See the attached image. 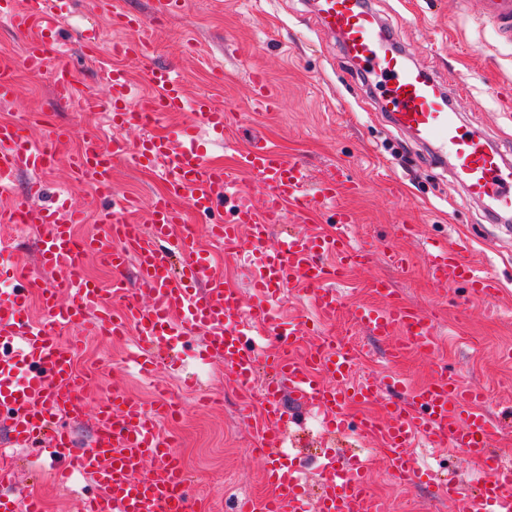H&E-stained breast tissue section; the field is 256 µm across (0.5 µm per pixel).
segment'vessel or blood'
Listing matches in <instances>:
<instances>
[{"mask_svg": "<svg viewBox=\"0 0 512 512\" xmlns=\"http://www.w3.org/2000/svg\"><path fill=\"white\" fill-rule=\"evenodd\" d=\"M482 12L498 36L512 43V0H481ZM113 28L125 39L113 42L117 62L107 71L102 107L114 130L109 145L85 136L83 147L71 155L75 178L98 194L114 192L112 168L126 162L148 170L164 185L162 194L146 206L145 224H137L115 210H104L102 234L76 239L74 224L83 213L68 198H47L42 182L15 190L25 171L48 172L59 160L58 149L69 140V128L47 126L41 139H32L22 124L0 122V195L12 198L0 222L40 228L37 271L8 264L14 244L0 247V421L6 422L14 445L42 443L59 466L60 476L78 472L97 492L86 499L82 512H193V478L182 466L172 436L161 425L178 413L171 399L152 408L113 391L96 405L95 430L88 448L74 451L66 428L68 420L85 410L79 376L74 367L75 341L63 332L89 327L115 336L135 335V358L141 371L152 372L161 350L185 334L203 336L206 352L224 363L241 385L254 381L259 359L247 345L254 321H262L274 335L281 355L268 356L271 379L262 391L263 422L259 455L266 463L265 479L272 493L260 501H238L234 512H306L304 489L294 460L284 449L279 429L284 420V397L317 408L335 428H344L349 402L363 405L386 399L388 421L359 418L360 434L383 447L388 472L402 483L419 481L410 449L417 438L432 446L453 448L480 465L484 480L480 492L462 493L456 483H436L439 499L453 512H512V467L502 466L492 450L497 429L486 412L487 393L464 385L452 372L440 371L429 383L411 388L399 378L387 384L355 378L354 359L345 341H333L295 358L301 325L281 321L273 309L279 294L300 284L321 314L336 313L342 301L337 283L364 264L370 251L352 239L353 212L339 206L342 195L355 193L356 183L328 174L310 188L311 174L300 160L280 147L256 140L238 151V169L258 176L264 184L261 202L236 187L223 164L214 162L205 141L196 132L205 127L223 139L233 125L231 108L207 94H189L175 67L146 72L150 93H137L120 59L143 57L147 44L141 34L147 24L125 10L121 0H98ZM70 0H0V23L26 33L22 66L33 76L47 78L57 98L69 100L80 91L59 41V28L69 14ZM318 24L337 35L347 56L359 68H370L384 85L382 107L394 125L435 148L437 162H452L467 195L512 210V162L486 138L465 132L448 97L425 68L394 46L392 31L383 26L366 0H313ZM105 34L96 27L81 29L79 43L86 56L98 57ZM11 63L0 62V101L18 100L19 87ZM253 112H272L279 100L259 70L249 73ZM174 112L192 113L193 125L169 132L146 133ZM232 200L233 216L209 227V238L225 256L246 260L258 299L244 304L238 289L214 274L195 233L185 232L188 214L206 215L224 200ZM336 210L331 231H308L271 240L274 225L285 218L309 223L325 208ZM93 253L109 264L112 286L105 289L82 275L81 255ZM426 266L438 283L450 287L467 283L473 295L493 299L499 280L475 262L467 245H432ZM54 274L51 285H39L37 272ZM38 285L45 315L43 322L25 315L27 288ZM379 302L350 308L354 323L376 337H393L389 353L396 359L409 350L435 346L431 314L408 305L383 279L372 283ZM70 293L61 303L60 293ZM156 462L151 477H141L146 462ZM316 496V512H377L361 468L347 467L329 458ZM0 512H43L37 497L16 489L12 466L0 463Z\"/></svg>", "mask_w": 512, "mask_h": 512, "instance_id": "obj_1", "label": "vessel or blood"}]
</instances>
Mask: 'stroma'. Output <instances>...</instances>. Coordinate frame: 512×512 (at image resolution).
<instances>
[{
    "label": "stroma",
    "instance_id": "1",
    "mask_svg": "<svg viewBox=\"0 0 512 512\" xmlns=\"http://www.w3.org/2000/svg\"><path fill=\"white\" fill-rule=\"evenodd\" d=\"M370 4L403 51L418 59L444 88L464 129L483 133L512 160V45L500 42L480 19L479 0H370ZM92 24L103 28L106 41L117 39L93 0H75L63 40L81 95L58 100L46 79L20 67L15 79L22 97L0 102V121L25 118L27 131L35 138L49 124L71 128L73 136L63 149L67 155L81 148L84 133L94 134L104 144L111 140L113 131L100 107V67L84 55L75 38L77 29ZM148 38L149 61L125 62L142 94L149 90L145 79L149 65H172L179 68L189 92H206L220 104L241 109L253 94L249 71L263 69L281 100L280 109L250 114L234 125L224 142L211 145L212 160L222 163L240 186L256 196L264 191L260 180L235 167L237 152L252 139H267L297 157L317 180L336 165H345L359 190L340 202L356 215L354 241L373 247L369 262L352 270L338 286L345 306L374 302L370 283L382 277L408 304L436 317L435 349L428 354L410 351L392 362L386 341L367 334L347 315L320 316L294 286L284 290L279 305L284 315L308 320L300 348L315 346L328 332L339 331L361 353L358 376H397L417 387L431 380L440 367L454 368L463 382L485 387L493 419L511 420L512 361L504 360L502 353L512 350V233L496 224L482 203L468 200L462 185L433 162L430 151L392 125L378 107L379 90L348 60L338 38L321 31L310 18L308 0H187L179 14L149 26ZM38 178L63 188L83 210L78 233L103 232L96 221L101 200L90 186L74 178L66 163L39 176L22 173L19 183L24 186ZM112 179L119 204L128 197L148 202L162 189L152 173L123 162L114 167ZM403 222L414 225L412 235L397 234L396 227ZM196 225L216 271L240 290L244 302H253L248 267L225 257L210 242L206 219H197ZM461 238L470 242L481 266L501 282L495 304L474 297L467 286L447 289L429 276L424 266L429 243L451 244ZM392 248L412 257L410 272L390 265L386 253ZM136 345L132 335L118 341L104 336L79 339L77 371L92 364L99 367L82 389L88 405L115 388L147 406L161 396L177 402L181 416L164 423L162 430L175 437L187 470L199 481L195 512H231L237 500L269 495L263 479L265 464L255 451L261 421L255 398L266 371H259L249 389H240L222 362L202 353V336L194 333L180 339L175 365H161L147 379L128 365ZM203 392L221 396V404L198 406ZM292 414L282 430L289 452L304 465L308 493L317 492L321 464L330 453L344 460L368 461L371 495L384 512H449L427 482L403 487L393 481L375 451V439L352 430H332L312 407L293 408ZM412 453L419 470L475 489L480 472L463 453L419 441ZM13 454L20 466L19 490L38 496L44 512H78L81 495L91 489L89 481L59 487L52 479L49 459L30 448L14 449Z\"/></svg>",
    "mask_w": 512,
    "mask_h": 512
}]
</instances>
